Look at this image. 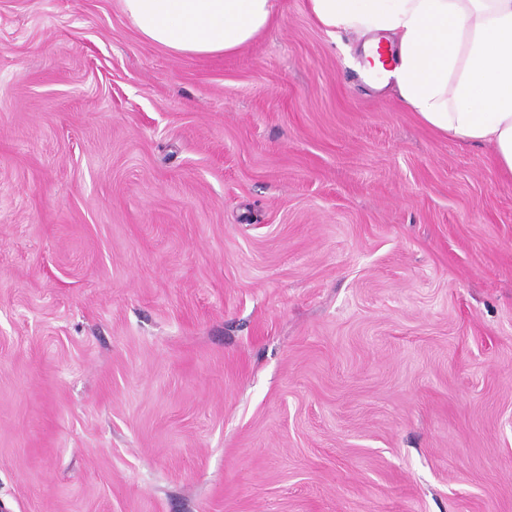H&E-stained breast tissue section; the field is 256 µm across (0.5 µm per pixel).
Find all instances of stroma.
I'll use <instances>...</instances> for the list:
<instances>
[{
  "mask_svg": "<svg viewBox=\"0 0 512 512\" xmlns=\"http://www.w3.org/2000/svg\"><path fill=\"white\" fill-rule=\"evenodd\" d=\"M357 47L0 0L6 512H512V177Z\"/></svg>",
  "mask_w": 512,
  "mask_h": 512,
  "instance_id": "obj_1",
  "label": "stroma"
}]
</instances>
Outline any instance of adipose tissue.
Masks as SVG:
<instances>
[{
    "label": "adipose tissue",
    "mask_w": 512,
    "mask_h": 512,
    "mask_svg": "<svg viewBox=\"0 0 512 512\" xmlns=\"http://www.w3.org/2000/svg\"><path fill=\"white\" fill-rule=\"evenodd\" d=\"M147 40L177 54L232 53L266 29L277 0H121ZM329 37L355 34L363 56L394 51L379 72L439 134L493 145L512 177V0H307Z\"/></svg>",
    "instance_id": "ef3b65f1"
}]
</instances>
